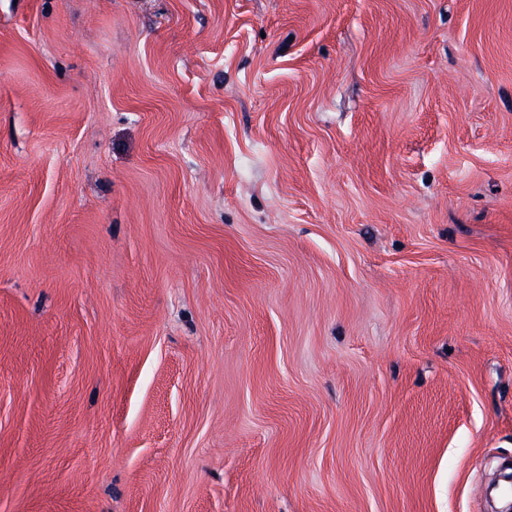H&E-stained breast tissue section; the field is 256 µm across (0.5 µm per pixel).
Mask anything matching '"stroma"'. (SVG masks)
Segmentation results:
<instances>
[{
	"mask_svg": "<svg viewBox=\"0 0 512 512\" xmlns=\"http://www.w3.org/2000/svg\"><path fill=\"white\" fill-rule=\"evenodd\" d=\"M512 0H0V512H494Z\"/></svg>",
	"mask_w": 512,
	"mask_h": 512,
	"instance_id": "obj_1",
	"label": "stroma"
}]
</instances>
